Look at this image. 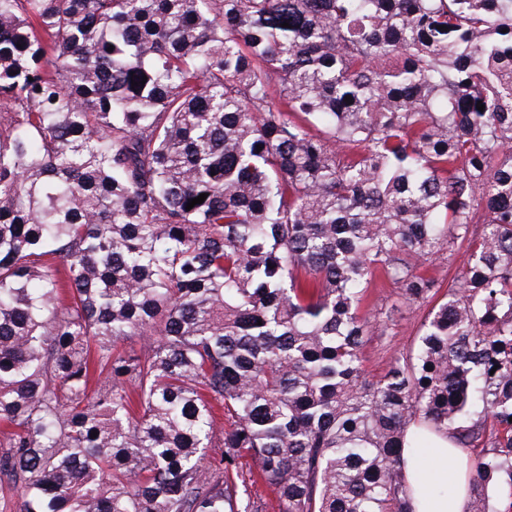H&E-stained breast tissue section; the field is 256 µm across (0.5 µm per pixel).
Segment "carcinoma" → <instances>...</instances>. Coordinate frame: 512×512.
Returning a JSON list of instances; mask_svg holds the SVG:
<instances>
[{
  "mask_svg": "<svg viewBox=\"0 0 512 512\" xmlns=\"http://www.w3.org/2000/svg\"><path fill=\"white\" fill-rule=\"evenodd\" d=\"M378 271L434 304L369 379ZM415 422L512 512V0H0V495L412 512ZM465 246L455 245L451 252H448V248L445 249L430 264L429 275L436 280V289L440 286L437 297L442 295L454 283L462 266ZM450 253L452 255H449Z\"/></svg>",
  "mask_w": 512,
  "mask_h": 512,
  "instance_id": "obj_1",
  "label": "carcinoma"
}]
</instances>
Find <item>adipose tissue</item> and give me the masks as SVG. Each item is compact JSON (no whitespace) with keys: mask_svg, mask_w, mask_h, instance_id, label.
I'll return each instance as SVG.
<instances>
[{"mask_svg":"<svg viewBox=\"0 0 512 512\" xmlns=\"http://www.w3.org/2000/svg\"><path fill=\"white\" fill-rule=\"evenodd\" d=\"M424 436L422 450L406 454L407 494L413 512H469L470 454L446 433L428 430ZM450 478L455 481L454 493H436V485Z\"/></svg>","mask_w":512,"mask_h":512,"instance_id":"1","label":"adipose tissue"}]
</instances>
